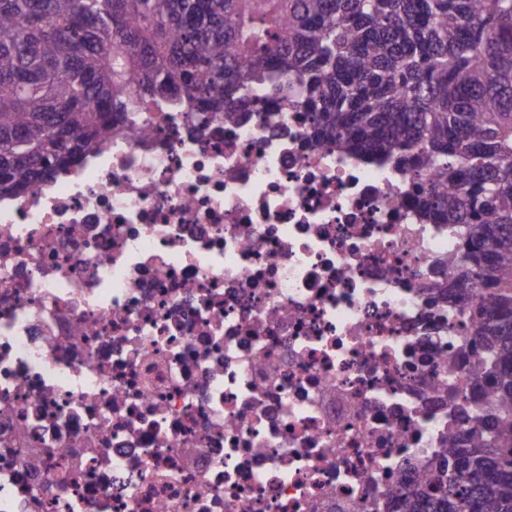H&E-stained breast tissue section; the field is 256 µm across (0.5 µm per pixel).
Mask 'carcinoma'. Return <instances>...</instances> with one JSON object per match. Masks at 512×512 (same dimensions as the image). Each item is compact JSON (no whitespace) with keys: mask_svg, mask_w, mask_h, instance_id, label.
I'll use <instances>...</instances> for the list:
<instances>
[{"mask_svg":"<svg viewBox=\"0 0 512 512\" xmlns=\"http://www.w3.org/2000/svg\"><path fill=\"white\" fill-rule=\"evenodd\" d=\"M324 141L414 174L420 217L463 224L468 385L490 387L400 494L403 512H512V0H0V198L28 193L182 91L199 124L257 86Z\"/></svg>","mask_w":512,"mask_h":512,"instance_id":"cac0c4a2","label":"carcinoma"}]
</instances>
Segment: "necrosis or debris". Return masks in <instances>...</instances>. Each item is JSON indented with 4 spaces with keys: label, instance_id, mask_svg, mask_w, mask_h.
Returning a JSON list of instances; mask_svg holds the SVG:
<instances>
[{
    "label": "necrosis or debris",
    "instance_id": "obj_1",
    "mask_svg": "<svg viewBox=\"0 0 512 512\" xmlns=\"http://www.w3.org/2000/svg\"><path fill=\"white\" fill-rule=\"evenodd\" d=\"M140 120L0 200V512H402L468 433L461 225L279 100Z\"/></svg>",
    "mask_w": 512,
    "mask_h": 512
}]
</instances>
